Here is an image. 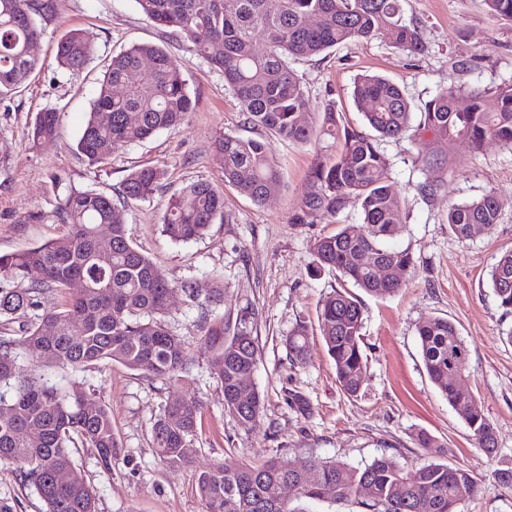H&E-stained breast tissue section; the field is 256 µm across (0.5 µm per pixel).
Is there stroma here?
Instances as JSON below:
<instances>
[{
  "instance_id": "1",
  "label": "stroma",
  "mask_w": 512,
  "mask_h": 512,
  "mask_svg": "<svg viewBox=\"0 0 512 512\" xmlns=\"http://www.w3.org/2000/svg\"><path fill=\"white\" fill-rule=\"evenodd\" d=\"M51 4L49 15L39 21L40 72L0 100V253L60 235L55 209L71 190L90 189L114 198L130 168L164 167L162 188L127 208L128 234L172 283L193 279L206 288L211 276L220 274L224 303L214 317L233 320L253 311L260 356L252 381L265 399L248 428L225 411L222 390L201 347L199 313L182 294H174L166 321L187 342L191 356L177 380L149 378L110 363L84 374L87 396L109 408L118 442L108 469L89 449L75 455L94 490L98 512H204L199 475L221 462L284 455L298 465L322 457L358 466L387 455L411 467L431 457L415 441L421 431L440 443L433 456L437 462L467 469L479 482L476 495L457 512H512V486L495 477L497 470L512 468V343L502 335L512 327V314H503L489 281L501 252L512 248V153L493 142L475 153L465 141L443 143L429 136L415 143L382 142L392 164V188L406 215L402 234L390 245L410 248L417 267L393 296L358 293L367 371L360 395L351 398L336 381L317 321L321 300L339 287L340 279L328 270L314 271L312 248L338 226L361 223V209L349 202L331 224L313 214L296 219L311 169L334 159L340 141L321 135L295 144L245 123L223 75L188 42L166 36L136 0ZM401 5L404 18L421 31L424 53H408L378 35L292 61L311 106L309 122L321 125L331 105L340 122L364 129L352 97L364 75L397 84L416 115L448 85L468 91L512 78V21L492 20L484 0H401ZM73 29L83 32L94 51L92 61L76 75L55 60L58 40ZM134 43L162 46L178 61L195 110L178 128L120 148L107 165H88L77 155L76 144L98 83L112 55ZM47 108L60 115L58 133L30 148L29 126ZM227 134L266 143L285 182L280 194L256 204L225 185L214 143ZM420 155L442 161L432 175L436 189L428 196L416 188L424 179L415 162ZM197 181L222 187L224 217L198 239L172 241L162 231L167 202ZM489 191L502 204L499 223L493 232L458 243L446 220L449 204ZM434 316L453 321L468 346L464 380L496 429L493 453L475 446L464 420L426 373L416 328ZM302 319L309 324L308 360L298 365L289 357L285 338ZM176 396L198 401L201 408L196 454L188 465L173 469L155 451L152 426ZM43 509L17 467L0 464V512Z\"/></svg>"
}]
</instances>
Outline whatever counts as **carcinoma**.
Returning <instances> with one entry per match:
<instances>
[{
    "mask_svg": "<svg viewBox=\"0 0 512 512\" xmlns=\"http://www.w3.org/2000/svg\"><path fill=\"white\" fill-rule=\"evenodd\" d=\"M143 14L191 44L193 50L222 73L240 101L245 121L299 144L311 141L316 128L302 119L309 102L290 67V60L318 56L355 39L385 33L398 48L413 54L425 50L420 29L401 14L400 0H137ZM493 19L512 20V0H485ZM45 0H0V98L18 91L39 70L30 53L41 29L35 16ZM316 17L315 25L307 19ZM93 49L78 30L56 45L64 69L81 71ZM455 85L424 103L417 126L402 90L380 76L361 77L353 99L369 136L336 122V110H324V133L342 141L329 164L311 172L302 212L332 223L354 199L363 223L344 224L313 245L314 269L340 274L343 283L320 302L317 320L341 389L350 397L361 392L367 364L361 346L363 312L349 291L354 287L375 296L398 293L414 270L408 248L385 246L403 231L399 198L391 190V163L380 147L383 139L466 141L475 152L489 141L512 151V84L493 90L473 89L461 109ZM195 103L178 62L160 46L133 44L112 56L99 82L77 152L91 166L104 164L118 149L178 127ZM139 114L130 122L127 113ZM112 114L105 123L102 114ZM59 113H36L28 131L30 148L57 134ZM223 160L224 184L260 204L281 189L278 165L264 143L226 135L215 143ZM166 178L161 166L129 169L118 200L94 190H73L59 203L60 236L15 253L0 254V462L15 465L34 487L45 512H97L96 497L74 460V451L88 448L105 468L112 466L118 443L108 407L89 399L80 374L103 363H117L154 378L173 381L188 364L186 341L169 329L165 315L169 296L179 291L198 310L205 329L204 349L224 395V409L248 428L258 418L264 399L242 374L259 360L251 313L235 324L210 313L224 302V283L215 276L203 289L192 279L172 284L131 243L122 207L152 196ZM497 195L488 192L448 205L447 222L459 242L473 230L492 229L500 217ZM224 214V193L205 182H193L172 196L162 231L171 240L202 237ZM389 264L391 279L377 266ZM491 287L505 314H512V249L502 252L489 273ZM80 278L88 288L72 293L69 280ZM54 292L63 302L41 305L40 296ZM22 335L3 332L21 320ZM54 333H43L45 324ZM427 374L449 405L462 416L475 444L491 452L496 431L463 384L462 365L468 348L453 322L432 317L416 329ZM308 325L296 323L286 338L292 360L307 359ZM251 391L249 405L237 403L240 389ZM200 407L193 400L169 401L153 425L157 455L171 468L193 459V436ZM40 441L28 443L27 432ZM70 479L58 483V471ZM295 471L284 456L262 462L219 463L199 476L198 490L206 512H297V500L329 503L360 500L368 512H448V503L474 496L476 478L462 468L435 461L407 469L382 455L362 466L339 460L313 459L308 472ZM283 488L275 498L270 487ZM293 491H288V486Z\"/></svg>",
    "mask_w": 512,
    "mask_h": 512,
    "instance_id": "carcinoma-1",
    "label": "carcinoma"
}]
</instances>
